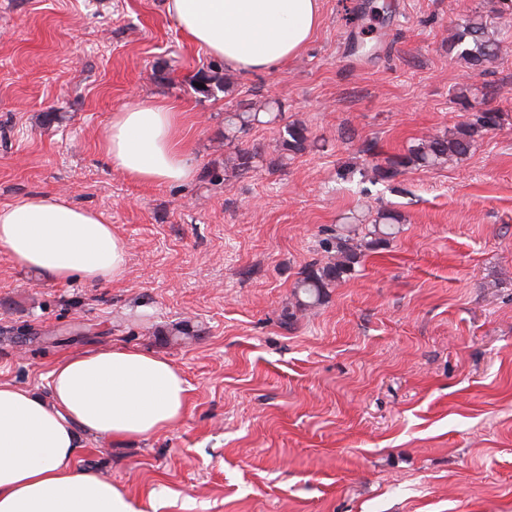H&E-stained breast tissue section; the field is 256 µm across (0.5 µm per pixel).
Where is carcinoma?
<instances>
[{
    "mask_svg": "<svg viewBox=\"0 0 512 512\" xmlns=\"http://www.w3.org/2000/svg\"><path fill=\"white\" fill-rule=\"evenodd\" d=\"M512 8L503 3L495 15L475 14L464 23L448 29V47L457 51L467 67L478 70L485 63L503 53L504 40L498 37L497 19ZM194 93L205 98L227 93L229 81L224 68L208 65L199 68L189 79ZM502 120L500 112L478 109L469 117L445 132L426 135L410 146L407 152L388 157L383 164L371 167L372 182H386L407 169L430 168L445 165L466 156L484 134L496 130ZM259 121V113L248 109L228 112L224 116V146L234 149L224 159V173L242 175L260 156L258 150L239 147L236 141ZM308 129L299 123H287L279 129V150L288 156L305 152L309 146ZM401 224V215L379 207L376 216L365 223L364 215L354 214L350 221L336 227L322 240L324 256L308 264L296 280L294 303L284 314V324L292 327L306 312L321 305L329 290L338 287L356 271L361 258L368 252L384 248L395 237Z\"/></svg>",
    "mask_w": 512,
    "mask_h": 512,
    "instance_id": "cac0c4a2",
    "label": "carcinoma"
}]
</instances>
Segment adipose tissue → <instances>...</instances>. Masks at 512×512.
<instances>
[{"label":"adipose tissue","mask_w":512,"mask_h":512,"mask_svg":"<svg viewBox=\"0 0 512 512\" xmlns=\"http://www.w3.org/2000/svg\"><path fill=\"white\" fill-rule=\"evenodd\" d=\"M321 0H166L180 30L226 69H274L308 44ZM102 148L139 183H185L194 170L175 105L139 98L113 113ZM0 251L52 282L120 279L127 243L96 211L62 193L0 206ZM188 387L165 357L114 345L62 356L48 393L0 381V512H136L130 498L76 460L84 436L146 439L177 425Z\"/></svg>","instance_id":"adipose-tissue-1"}]
</instances>
